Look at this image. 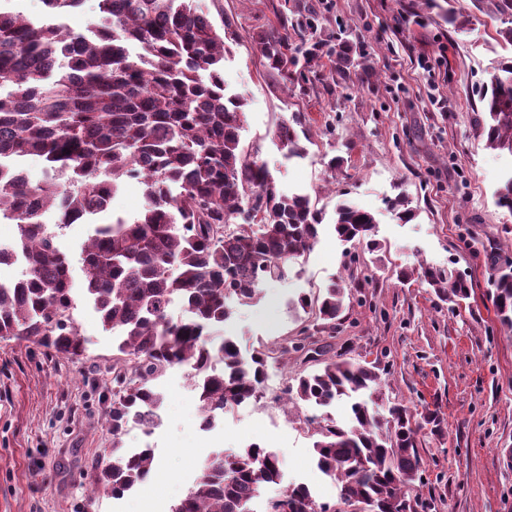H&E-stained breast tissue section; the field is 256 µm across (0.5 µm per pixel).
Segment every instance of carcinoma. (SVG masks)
<instances>
[{"mask_svg": "<svg viewBox=\"0 0 512 512\" xmlns=\"http://www.w3.org/2000/svg\"><path fill=\"white\" fill-rule=\"evenodd\" d=\"M40 16L0 5V216L18 226L11 249L25 271L0 282V339H24L74 360L83 340L74 318L73 268L44 222H92L81 249L82 297L115 337L112 367V451L96 463L97 484L120 497L143 482L155 465L153 449L131 456L119 434L129 420L149 428L162 403L154 381L169 367L191 369L202 418L213 423L227 408L261 397L268 359L290 350L241 354L230 337L215 344L212 331L232 314L230 301L248 303L266 280L283 277L291 262L310 253L319 237L321 210L309 194L279 190L264 163L241 146L244 103L226 95L225 34L199 10L197 0H97L102 26L88 34L68 29L60 16L84 0H41ZM500 20L512 44V0H475ZM311 16L279 11L278 26L263 30L253 48L283 84L317 77L326 42L306 36ZM332 85L376 76L365 53L339 41ZM479 115L486 146L512 154V63L483 86ZM277 125L275 139L287 157L305 152L295 126ZM38 156L46 178L30 181L21 161ZM144 186V205L133 221L108 224L107 211L125 179ZM397 219L414 216L400 195L389 201ZM241 223L236 224L234 220ZM374 216L347 203L336 207V235L370 253ZM436 297L454 308L470 298L471 285L441 269L421 268ZM495 313L512 328V262L493 268ZM180 301L184 320L170 319ZM345 300L333 281L298 305L315 319L336 325ZM219 358L224 369L209 371ZM350 405L348 419L314 415L317 466L337 487L340 502L372 503L375 512H412L410 489L421 480L417 435L425 425L441 430L431 411L417 415L385 400L380 368L342 354L286 386L283 402L326 407ZM280 479L277 458L257 444L214 454L171 512H257L263 489ZM262 512H336L308 486L292 484Z\"/></svg>", "mask_w": 512, "mask_h": 512, "instance_id": "obj_1", "label": "carcinoma"}]
</instances>
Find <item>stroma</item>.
Segmentation results:
<instances>
[{"mask_svg": "<svg viewBox=\"0 0 512 512\" xmlns=\"http://www.w3.org/2000/svg\"><path fill=\"white\" fill-rule=\"evenodd\" d=\"M312 7L322 39L347 36L371 58L377 79L328 93L324 81L284 85L252 47L276 24L284 5ZM215 26L230 24L224 84L244 100L241 143L266 164L287 193L316 197L323 226L314 249L284 278L263 283L258 300L235 305L220 333L243 354L300 339L304 351L268 362L278 379L306 374L329 353L376 362L386 398L417 412L438 410L441 433L422 430V481L414 487L425 512H512V329L489 297L493 266L512 261V212L495 194L512 175V154L488 149L476 122L478 91L512 61L496 20L474 0H199ZM453 10L459 26L444 20ZM300 117L306 154L287 158L274 130ZM343 157L341 166L328 162ZM405 195L407 223L387 205ZM347 202L376 219L380 255L362 253L334 231L336 205ZM430 266L472 282L470 299L451 309L420 276ZM342 282L345 309L335 327L294 309L300 294ZM75 317L85 340L72 362L37 344L0 339V512H171L216 450L256 443L274 454L281 485L305 483L319 501H339L316 467L306 406L288 409L273 388L260 400L227 409L204 431L200 402L186 368L156 381L163 421L151 435L124 431L126 448H153L161 475L115 499L88 488L94 459L112 449L105 414L112 406V333L86 301Z\"/></svg>", "mask_w": 512, "mask_h": 512, "instance_id": "1", "label": "stroma"}]
</instances>
